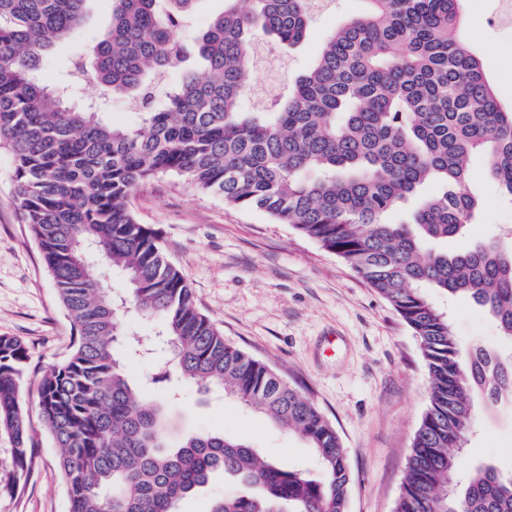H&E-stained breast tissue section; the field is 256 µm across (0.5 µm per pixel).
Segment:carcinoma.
Returning <instances> with one entry per match:
<instances>
[{
	"label": "carcinoma",
	"instance_id": "carcinoma-1",
	"mask_svg": "<svg viewBox=\"0 0 512 512\" xmlns=\"http://www.w3.org/2000/svg\"><path fill=\"white\" fill-rule=\"evenodd\" d=\"M92 0H0V147L15 165L21 222L42 252L75 325L66 360L38 382L42 421L56 447L70 512H179L222 473L239 482L209 512H346L353 481L336 429L268 365L224 341L157 233L128 201L160 173L184 178L235 209L336 254L385 298L420 340L431 387L394 512H512V472L492 464L450 480L475 424L472 395L512 396V356L476 345L462 356L446 312L429 293L471 301L512 341V245L500 237L448 253L431 247L475 223L473 158L486 160L512 203V107L460 35L463 0H365L341 23L275 112H246L257 38L287 51L305 36L313 0H224L189 55L180 31L195 0H112L110 19L68 77L45 82L44 57L80 30ZM180 73L169 104L149 108L152 84ZM99 90L73 103L77 79ZM114 96L147 108L138 126L101 119ZM433 183L405 222L385 218ZM119 272L125 297L105 288ZM160 321L169 363L186 381L219 389L297 432L313 477L260 457L247 443L197 432L175 441L170 408L128 381L118 329L128 307ZM29 353L0 336V438L11 448L0 496L26 479L34 439L21 398Z\"/></svg>",
	"mask_w": 512,
	"mask_h": 512
}]
</instances>
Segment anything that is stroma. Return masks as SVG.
I'll list each match as a JSON object with an SVG mask.
<instances>
[{
    "label": "stroma",
    "instance_id": "obj_1",
    "mask_svg": "<svg viewBox=\"0 0 512 512\" xmlns=\"http://www.w3.org/2000/svg\"><path fill=\"white\" fill-rule=\"evenodd\" d=\"M109 0H95L77 38L44 61L55 80L86 53L109 20ZM363 0H335L317 16L303 42L284 52L267 45L256 57L244 108L272 107L292 78L319 55L326 37L360 13ZM488 0H465L461 35L483 62L504 104H512V34L486 23ZM14 166L0 148V335L24 340L30 360L24 393L34 442L30 473L0 512H70L58 450L38 410L37 382L70 353L72 320L62 307L38 244L19 218ZM471 186L483 202L477 224L450 239L451 252L512 231V204L503 202L475 161ZM139 223L154 229L170 261L190 284L200 310L227 342L273 368L311 398L336 428L353 481L348 512H393L411 441L429 404L430 382L419 339L393 307L335 254L272 223L261 210L229 209L215 195L161 174L130 198ZM448 308L462 348L479 342L512 353L480 306L433 295ZM476 426L453 475L463 485L476 466L512 471V402L488 408L473 398ZM179 433L207 431L247 441L264 457L309 469L312 450L294 432L228 396L185 385L174 408Z\"/></svg>",
    "mask_w": 512,
    "mask_h": 512
}]
</instances>
